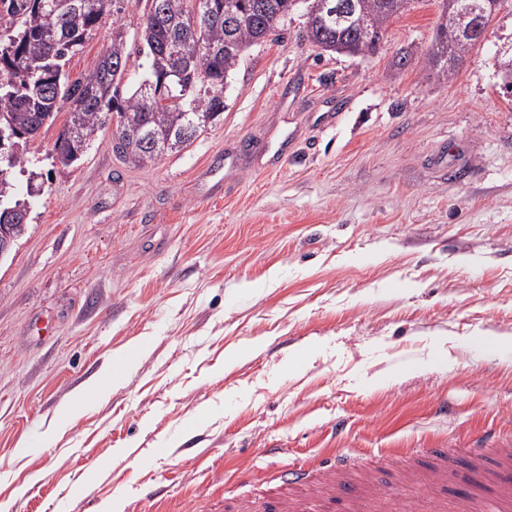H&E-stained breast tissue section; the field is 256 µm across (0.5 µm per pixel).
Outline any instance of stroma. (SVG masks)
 <instances>
[{
    "label": "stroma",
    "mask_w": 512,
    "mask_h": 512,
    "mask_svg": "<svg viewBox=\"0 0 512 512\" xmlns=\"http://www.w3.org/2000/svg\"><path fill=\"white\" fill-rule=\"evenodd\" d=\"M148 0L121 24L139 85ZM439 0H413L376 53L322 50L297 6L250 47L224 112L182 151L134 164L104 128L57 169L66 117L16 176L27 227L0 261V505L7 512H264L278 472L334 449L512 448V4L450 79L426 54ZM408 55L405 66L396 53ZM143 346L120 383L103 372ZM102 395L62 411L93 378ZM38 444L23 454V443ZM345 474L299 512H447L502 488Z\"/></svg>",
    "instance_id": "1"
}]
</instances>
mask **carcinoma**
I'll return each mask as SVG.
<instances>
[{"label": "carcinoma", "mask_w": 512, "mask_h": 512, "mask_svg": "<svg viewBox=\"0 0 512 512\" xmlns=\"http://www.w3.org/2000/svg\"><path fill=\"white\" fill-rule=\"evenodd\" d=\"M126 0H0V225L23 219L27 203L16 198L14 174L32 161L40 129L69 105L53 146L63 168L78 161L110 119L116 152L132 162L153 160L148 141L180 151L195 139L205 119L224 112V88L242 54L276 32L297 0H199L209 13L206 25L187 31L155 21L189 17L190 0H151L138 53L149 60L148 79L161 89L147 101L141 88L123 83L130 53L116 27L112 42L88 71L70 79L65 67L98 30L107 11L119 14ZM327 0H303L306 36L324 51L351 55L378 50L388 24L412 0H357L353 18L336 22ZM481 7L478 25L486 29L505 0H457ZM448 0L428 59L439 76L451 78L482 34L448 37Z\"/></svg>", "instance_id": "carcinoma-1"}]
</instances>
